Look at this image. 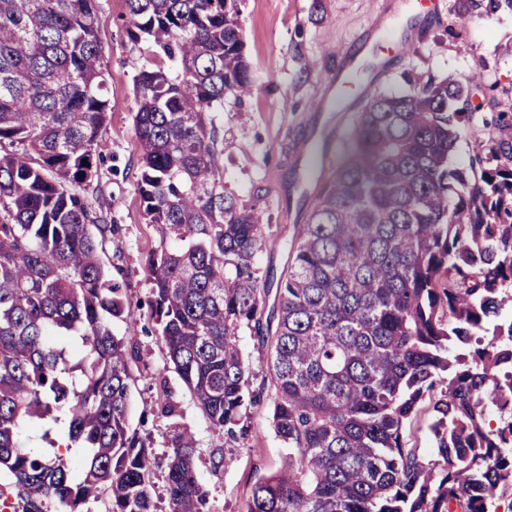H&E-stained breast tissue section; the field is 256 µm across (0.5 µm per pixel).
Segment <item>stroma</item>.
<instances>
[{
    "label": "stroma",
    "mask_w": 512,
    "mask_h": 512,
    "mask_svg": "<svg viewBox=\"0 0 512 512\" xmlns=\"http://www.w3.org/2000/svg\"><path fill=\"white\" fill-rule=\"evenodd\" d=\"M441 2V21L428 27L407 54L389 57L373 94H404L432 78L463 82L477 71L487 84L512 88V13L462 26L455 16V0ZM410 5V0H243L240 25L253 90L241 98L225 95L216 120L223 128L225 192L240 204L263 210L270 226L268 243L256 256L260 268L282 269L299 205L315 201L306 172L295 168L293 147L317 133L311 106L318 90L342 59L358 49V36L381 8L404 17ZM97 18L112 110L103 135L104 160L87 195L110 203L118 230L108 239L103 260L132 302L143 303L151 288L146 258L160 235L149 224L139 193L134 79L150 60L127 37L125 0H97ZM134 334L140 361L129 399L132 428L157 458L169 452L173 432L155 413V378L165 376L180 407L178 422L195 436L197 477L209 489L216 512H246L256 472L277 471L288 455L270 426L271 401L251 408L246 439L224 444L167 364L161 336L139 328ZM219 446L224 449V471L216 476L210 453Z\"/></svg>",
    "instance_id": "35a3bbf8"
}]
</instances>
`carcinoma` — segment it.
<instances>
[{"label": "carcinoma", "mask_w": 512, "mask_h": 512, "mask_svg": "<svg viewBox=\"0 0 512 512\" xmlns=\"http://www.w3.org/2000/svg\"><path fill=\"white\" fill-rule=\"evenodd\" d=\"M242 0H126L150 57L135 78L139 182L159 246L147 315L224 442L272 395L288 446L246 512H497L512 498V106L482 75L375 95L354 157L317 185L280 274L269 226L224 192L214 113L250 93ZM512 0H459L466 24ZM108 78L96 0H0V471L18 512H157L152 449L130 430L127 293L101 262L115 231L98 172ZM479 139L465 168L448 157ZM272 303H267L268 297ZM264 354L260 382L239 346ZM158 412L179 415L163 376ZM431 412L434 458L409 446ZM41 432L46 450L19 437ZM166 455L170 512H214L191 432ZM477 145V134L464 132L461 134L455 149L448 158V164L452 168H465Z\"/></svg>", "instance_id": "cac0c4a2"}]
</instances>
